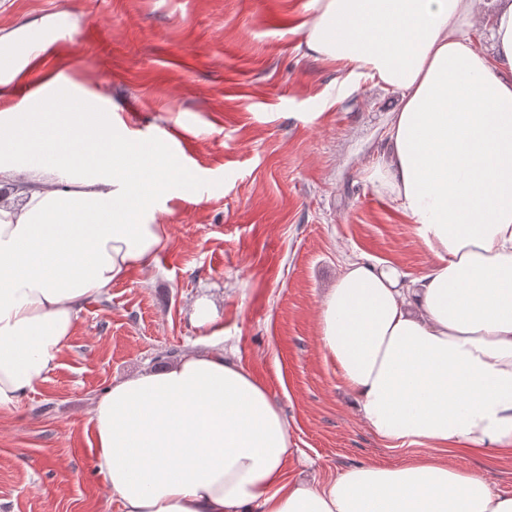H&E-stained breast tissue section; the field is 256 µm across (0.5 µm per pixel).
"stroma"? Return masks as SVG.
<instances>
[{"label": "stroma", "mask_w": 512, "mask_h": 512, "mask_svg": "<svg viewBox=\"0 0 512 512\" xmlns=\"http://www.w3.org/2000/svg\"><path fill=\"white\" fill-rule=\"evenodd\" d=\"M318 0H0V57L48 41L44 77L111 104L161 138L195 178L161 202L165 247L88 303L56 366L0 410V512H120L93 465V401L112 382L187 350H233L290 425V475L313 482L392 466L428 445L388 441L362 419L319 336L323 296L348 260L416 280L437 256L373 177L397 94L307 54ZM205 305L210 321L195 316ZM452 462L512 495V455Z\"/></svg>", "instance_id": "obj_1"}]
</instances>
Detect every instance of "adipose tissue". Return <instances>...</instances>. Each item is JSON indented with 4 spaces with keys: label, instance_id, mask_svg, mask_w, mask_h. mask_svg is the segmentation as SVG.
<instances>
[{
    "label": "adipose tissue",
    "instance_id": "adipose-tissue-1",
    "mask_svg": "<svg viewBox=\"0 0 512 512\" xmlns=\"http://www.w3.org/2000/svg\"><path fill=\"white\" fill-rule=\"evenodd\" d=\"M477 7L321 0L305 39L398 92L376 178L438 256L409 283L346 262L321 342L374 433L433 455L319 488L291 479L289 424L267 389L191 350L93 403L95 466L122 512H512V496L446 458L512 449V0L498 2L489 55L469 35ZM192 185L164 141L62 81L0 110V410L55 366L88 302L164 248L157 206Z\"/></svg>",
    "mask_w": 512,
    "mask_h": 512
}]
</instances>
